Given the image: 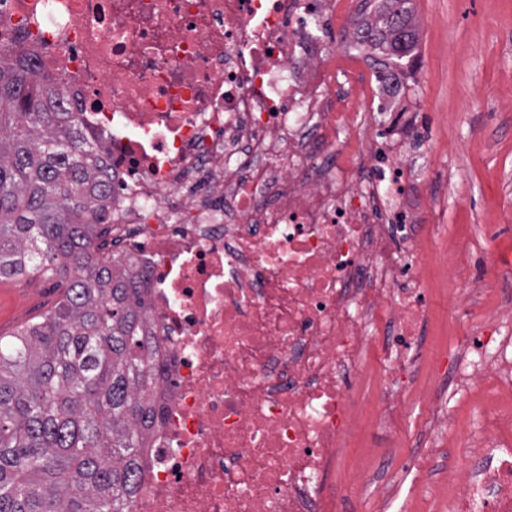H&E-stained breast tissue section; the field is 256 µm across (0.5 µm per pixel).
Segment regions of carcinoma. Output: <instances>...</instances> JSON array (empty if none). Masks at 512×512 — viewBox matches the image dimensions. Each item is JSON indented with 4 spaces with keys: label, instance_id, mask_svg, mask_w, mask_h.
<instances>
[{
    "label": "carcinoma",
    "instance_id": "obj_1",
    "mask_svg": "<svg viewBox=\"0 0 512 512\" xmlns=\"http://www.w3.org/2000/svg\"><path fill=\"white\" fill-rule=\"evenodd\" d=\"M356 43L377 78L412 56L410 0H367ZM108 166L57 82L0 49V279L73 276L54 309L0 336V512H132L156 426L150 301L111 234Z\"/></svg>",
    "mask_w": 512,
    "mask_h": 512
}]
</instances>
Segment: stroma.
<instances>
[{"mask_svg": "<svg viewBox=\"0 0 512 512\" xmlns=\"http://www.w3.org/2000/svg\"><path fill=\"white\" fill-rule=\"evenodd\" d=\"M417 26L416 68H399L401 88L383 95L384 112L367 118L392 128L397 112L416 114L427 160L434 171L421 200L422 237L435 259L452 247L466 248L472 273L496 259L489 275L499 294L512 299V262L499 255L512 241V0H412ZM359 0H340L336 42L374 73L366 51L355 43L353 21ZM430 317L422 354L434 369L447 371L448 357L465 324L453 321L448 283L433 262L426 270ZM60 278L29 276L0 282V335L51 309L61 292ZM363 421L352 448L336 464L342 512H367L345 478L368 462L375 448L393 457L380 470V482L396 477L398 467L418 452L420 434L430 414L417 394H408V411L388 429L373 425L377 401L363 392ZM460 453L455 441L422 459L412 479L402 480L395 512H440L441 502H424L415 486L431 480L447 483L448 468Z\"/></svg>", "mask_w": 512, "mask_h": 512, "instance_id": "1", "label": "stroma"}]
</instances>
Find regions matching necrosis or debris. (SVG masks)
<instances>
[{
  "label": "necrosis or debris",
  "mask_w": 512,
  "mask_h": 512,
  "mask_svg": "<svg viewBox=\"0 0 512 512\" xmlns=\"http://www.w3.org/2000/svg\"><path fill=\"white\" fill-rule=\"evenodd\" d=\"M43 28L24 49L99 139L112 240L151 306L157 427L132 512H336V463L358 427L357 383L378 364V424L412 389L438 411L433 454L476 394L448 512H512V304L470 326L447 384L419 383L428 316L417 230L421 140L336 132L367 88L321 31L336 0H0ZM455 320L489 283L454 252ZM474 400L459 395L448 400V409L454 411L457 417V430L466 431L468 426H473L475 420L473 417Z\"/></svg>",
  "instance_id": "necrosis-or-debris-1"
}]
</instances>
